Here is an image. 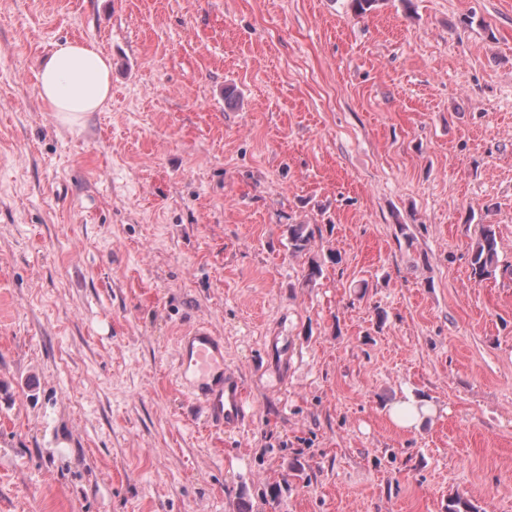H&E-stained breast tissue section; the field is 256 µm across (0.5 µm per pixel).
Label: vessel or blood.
Listing matches in <instances>:
<instances>
[{"instance_id":"1","label":"vessel or blood","mask_w":512,"mask_h":512,"mask_svg":"<svg viewBox=\"0 0 512 512\" xmlns=\"http://www.w3.org/2000/svg\"><path fill=\"white\" fill-rule=\"evenodd\" d=\"M178 373L193 398L205 407L207 419L232 431L248 417L241 379L224 366V342L209 327L197 325L178 341Z\"/></svg>"}]
</instances>
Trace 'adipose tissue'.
I'll use <instances>...</instances> for the list:
<instances>
[{
    "label": "adipose tissue",
    "instance_id": "obj_1",
    "mask_svg": "<svg viewBox=\"0 0 512 512\" xmlns=\"http://www.w3.org/2000/svg\"><path fill=\"white\" fill-rule=\"evenodd\" d=\"M39 100L62 123L76 125L102 111L112 97V66L91 44H55L36 73Z\"/></svg>",
    "mask_w": 512,
    "mask_h": 512
}]
</instances>
